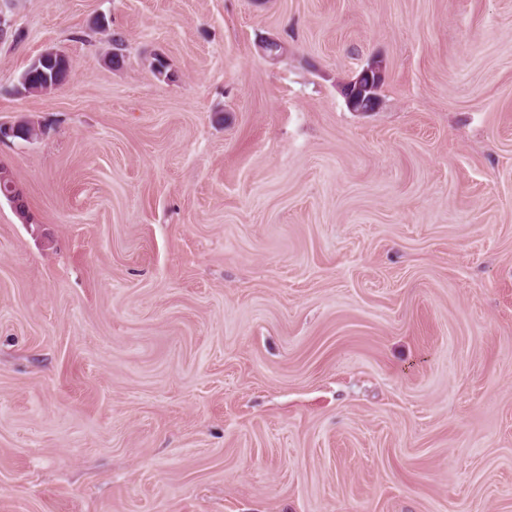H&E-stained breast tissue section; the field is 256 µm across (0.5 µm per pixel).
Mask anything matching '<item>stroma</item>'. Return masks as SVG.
I'll return each instance as SVG.
<instances>
[{
  "mask_svg": "<svg viewBox=\"0 0 512 512\" xmlns=\"http://www.w3.org/2000/svg\"><path fill=\"white\" fill-rule=\"evenodd\" d=\"M0 13V512H512V0ZM70 73L71 63L69 67H66L47 56L43 60L39 59L37 65L33 61L28 66L21 75L20 85L26 92L54 89L64 85ZM382 71V64L373 62L344 85L343 95L351 110L369 112L374 109L378 96L373 92L381 83Z\"/></svg>",
  "mask_w": 512,
  "mask_h": 512,
  "instance_id": "1",
  "label": "stroma"
}]
</instances>
